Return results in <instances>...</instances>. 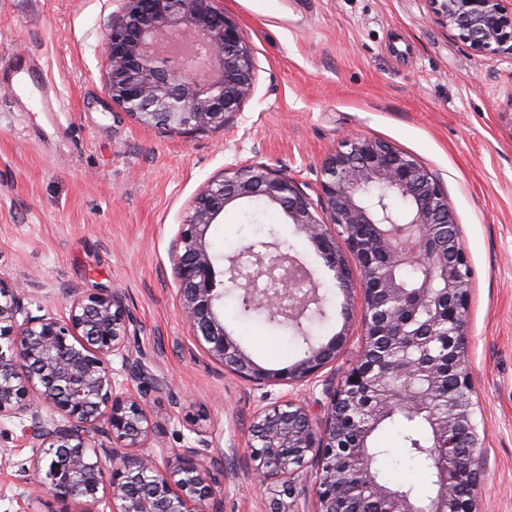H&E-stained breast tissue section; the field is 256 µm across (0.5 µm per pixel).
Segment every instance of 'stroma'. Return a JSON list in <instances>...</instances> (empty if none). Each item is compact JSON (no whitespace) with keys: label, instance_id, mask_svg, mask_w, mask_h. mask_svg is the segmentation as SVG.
<instances>
[{"label":"stroma","instance_id":"stroma-1","mask_svg":"<svg viewBox=\"0 0 512 512\" xmlns=\"http://www.w3.org/2000/svg\"><path fill=\"white\" fill-rule=\"evenodd\" d=\"M255 59L251 96L224 128L172 133L115 107L102 45L122 0H0V82L8 64L40 55L63 97L46 114L0 96V284L34 316L66 319L74 298L116 290L135 321L114 377L149 405L158 463L210 442L224 462L223 512H317L315 471L252 481L247 446L254 411L280 399L324 415L325 382L362 346L360 283L344 290L306 235L276 206L242 200L209 231L217 268L252 243L251 225L305 262L327 299L307 325L313 344L349 338L318 379L296 387L248 385L225 371L183 322L171 246L193 201L233 168L261 164L317 197L324 158L349 135L383 140L420 161L448 196L472 270L467 368L484 439L476 512H512V56L476 55L438 24L429 0H223ZM224 326L259 365L302 359L291 328L253 315L248 334ZM26 416L0 417V512H55L34 491L38 453ZM401 421L372 437L385 483L418 469Z\"/></svg>","mask_w":512,"mask_h":512}]
</instances>
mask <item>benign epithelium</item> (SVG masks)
Masks as SVG:
<instances>
[{
	"mask_svg": "<svg viewBox=\"0 0 512 512\" xmlns=\"http://www.w3.org/2000/svg\"><path fill=\"white\" fill-rule=\"evenodd\" d=\"M106 36L104 66L117 107L141 124L169 131L222 128L253 90L255 63L246 33L219 0H123ZM435 18L476 55H512V0H430ZM318 201L288 177L263 165L240 167L207 183L181 224L170 258L185 323L205 352L224 369L258 387L301 385L318 377L347 341L338 333L309 346L281 369L255 363L224 328L217 301L224 289L241 290L246 308L298 322L317 288L298 259L277 243L242 247L216 269L208 233L224 209L255 197L278 206L307 236L325 264L351 282L354 261L363 292L364 343L336 382L327 383L328 411L315 427L309 410L292 399L258 408L248 456L262 486L287 469L316 466L318 512H344L355 482L379 512H474L482 440L473 420L472 381L466 365L471 268L448 198L437 179L413 156L367 136L346 139L324 159ZM403 208L396 210L391 200ZM251 272L240 280L239 265ZM419 272L405 282L400 270ZM0 417L21 414L28 436L43 449L32 460L35 489L60 505L58 512H95L105 497L112 512H215L223 488L205 438L179 448L159 465L142 452L154 436L142 397L112 376L109 356H126L133 319L122 294L73 300L69 316L24 315V307L0 284ZM444 336L448 379L456 397L448 410L428 413L441 381L440 359L418 375L424 336ZM403 337L405 354L376 349L383 337ZM395 417L424 422L429 455L436 461L434 491L423 503L383 483L368 439ZM355 425L362 441H348ZM106 434L112 447L95 446Z\"/></svg>",
	"mask_w": 512,
	"mask_h": 512,
	"instance_id": "1",
	"label": "benign epithelium"
}]
</instances>
